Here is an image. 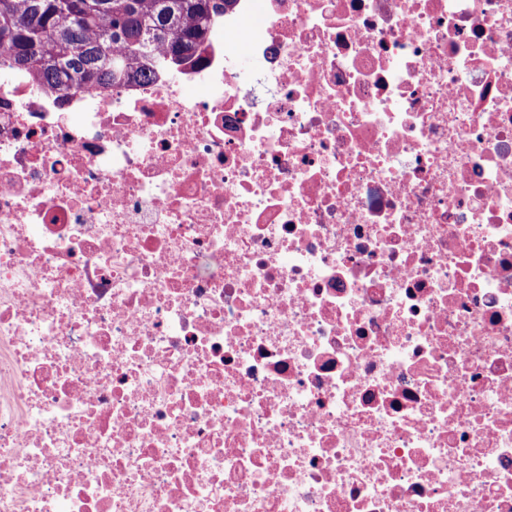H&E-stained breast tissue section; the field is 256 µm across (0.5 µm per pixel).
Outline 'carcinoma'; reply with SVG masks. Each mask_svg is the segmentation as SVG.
<instances>
[{
	"label": "carcinoma",
	"instance_id": "carcinoma-1",
	"mask_svg": "<svg viewBox=\"0 0 512 512\" xmlns=\"http://www.w3.org/2000/svg\"><path fill=\"white\" fill-rule=\"evenodd\" d=\"M235 0H0V70L68 92L189 60Z\"/></svg>",
	"mask_w": 512,
	"mask_h": 512
}]
</instances>
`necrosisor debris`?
<instances>
[{
    "mask_svg": "<svg viewBox=\"0 0 512 512\" xmlns=\"http://www.w3.org/2000/svg\"><path fill=\"white\" fill-rule=\"evenodd\" d=\"M0 512H512V0L1 81Z\"/></svg>",
    "mask_w": 512,
    "mask_h": 512,
    "instance_id": "obj_1",
    "label": "necrosis or debris"
}]
</instances>
